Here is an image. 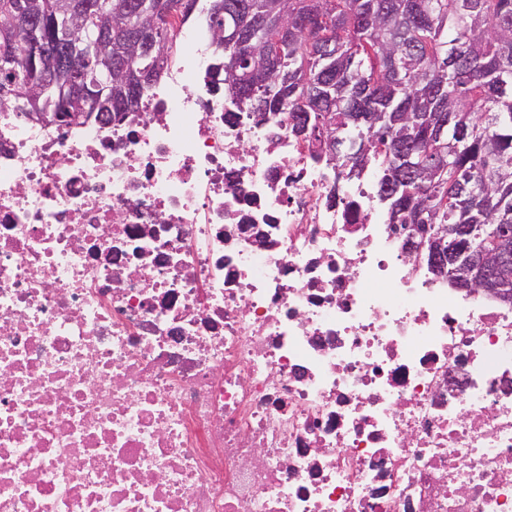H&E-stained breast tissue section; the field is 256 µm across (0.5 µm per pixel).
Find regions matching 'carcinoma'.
I'll return each instance as SVG.
<instances>
[{"label": "carcinoma", "mask_w": 512, "mask_h": 512, "mask_svg": "<svg viewBox=\"0 0 512 512\" xmlns=\"http://www.w3.org/2000/svg\"><path fill=\"white\" fill-rule=\"evenodd\" d=\"M15 2L0 0V34L14 30ZM88 2L66 21L53 0H26L51 54L24 46L0 59V104L23 96L21 111L55 113L66 127L75 112L120 121L121 68L145 75L137 112L168 60L172 18L196 13L238 109L262 121L290 112L294 134L318 142L314 158L350 162V179L376 164L391 223L421 240L471 225L445 240L463 261L512 226V0ZM91 41L111 44L120 67H98ZM439 136L445 160L432 148Z\"/></svg>", "instance_id": "cac0c4a2"}]
</instances>
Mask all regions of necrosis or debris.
Returning a JSON list of instances; mask_svg holds the SVG:
<instances>
[{
    "label": "necrosis or debris",
    "instance_id": "4bbe7bcc",
    "mask_svg": "<svg viewBox=\"0 0 512 512\" xmlns=\"http://www.w3.org/2000/svg\"><path fill=\"white\" fill-rule=\"evenodd\" d=\"M175 34L123 121L0 109V512H512V304Z\"/></svg>",
    "mask_w": 512,
    "mask_h": 512
}]
</instances>
